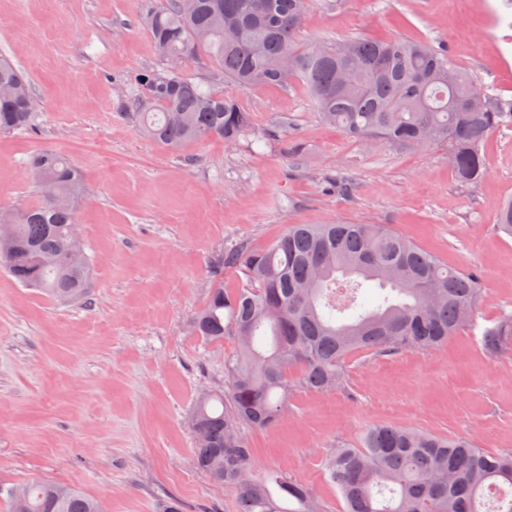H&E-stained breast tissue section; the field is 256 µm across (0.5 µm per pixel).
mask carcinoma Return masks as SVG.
<instances>
[{"label":"carcinoma","mask_w":512,"mask_h":512,"mask_svg":"<svg viewBox=\"0 0 512 512\" xmlns=\"http://www.w3.org/2000/svg\"><path fill=\"white\" fill-rule=\"evenodd\" d=\"M310 0H163L143 15L166 60L134 79L144 134L164 148L219 138L234 145L252 128L238 101L187 76L204 58L245 89L299 88L326 124L354 140L404 147L442 144L465 185L486 171L488 136L512 128V100L478 82L450 56L410 37L338 38L308 44ZM39 106L24 73L0 58V134L31 128ZM41 199L0 210V267L17 283L62 303L84 298L89 257L80 237L78 171L44 150L31 162ZM496 229L512 238V200ZM224 265L244 275L212 290L191 332L209 344L230 337L224 391L205 393L190 418L196 468L236 491V512H326L288 473L253 478L250 429L276 424L291 388H338L353 355L437 348L473 322L478 276L378 224H292L265 248L241 245ZM378 289L367 304L363 293ZM489 355L512 346V313L484 330ZM297 375H292V370ZM341 512H512V451L489 453L467 438L377 424L355 446L324 458ZM7 512H103L67 486H0Z\"/></svg>","instance_id":"obj_1"}]
</instances>
